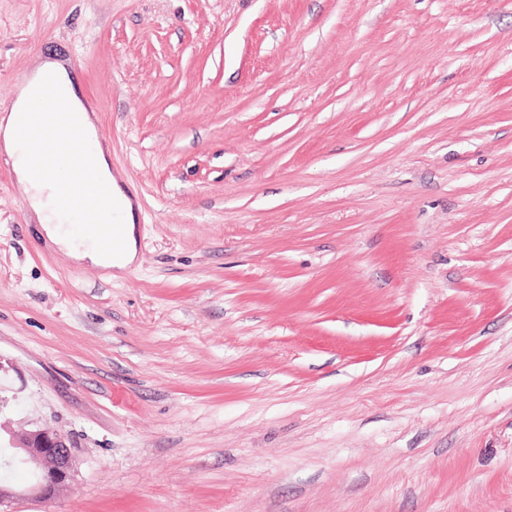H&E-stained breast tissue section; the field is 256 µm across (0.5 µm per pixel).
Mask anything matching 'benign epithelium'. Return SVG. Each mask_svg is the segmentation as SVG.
<instances>
[{"instance_id":"1","label":"benign epithelium","mask_w":512,"mask_h":512,"mask_svg":"<svg viewBox=\"0 0 512 512\" xmlns=\"http://www.w3.org/2000/svg\"><path fill=\"white\" fill-rule=\"evenodd\" d=\"M14 458L28 466L36 481L22 492L9 482H0V512H10L11 505L25 495L50 500L73 479L74 446L71 440L46 429L23 431L9 435Z\"/></svg>"}]
</instances>
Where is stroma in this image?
Returning a JSON list of instances; mask_svg holds the SVG:
<instances>
[{"label":"stroma","instance_id":"stroma-1","mask_svg":"<svg viewBox=\"0 0 512 512\" xmlns=\"http://www.w3.org/2000/svg\"><path fill=\"white\" fill-rule=\"evenodd\" d=\"M138 204L118 277L0 168L14 512H512V0H0ZM8 445L6 448L15 449V460L27 465L36 481L26 493L12 483L0 482L2 512H10L11 505L26 494L43 500L53 499L72 481L74 446L64 434L46 429L11 433Z\"/></svg>","mask_w":512,"mask_h":512}]
</instances>
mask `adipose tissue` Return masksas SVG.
<instances>
[{"mask_svg":"<svg viewBox=\"0 0 512 512\" xmlns=\"http://www.w3.org/2000/svg\"><path fill=\"white\" fill-rule=\"evenodd\" d=\"M48 80L55 83L63 102L79 117L93 162L81 195L69 201L62 199L59 185L70 178L72 161L59 156L54 175H38L28 163L26 146L18 136L22 113L40 107V88ZM0 152L12 160L16 178L26 189L31 214L53 243L68 250L75 258L90 260L103 268L120 271L134 261L137 250L134 205L112 171L109 152L99 139L96 119L76 90L64 61L36 58L20 77L13 106L0 114ZM101 187L107 188L112 195V221L120 230V244L111 252L102 251L96 241L100 217L93 198Z\"/></svg>","mask_w":512,"mask_h":512,"instance_id":"1","label":"adipose tissue"}]
</instances>
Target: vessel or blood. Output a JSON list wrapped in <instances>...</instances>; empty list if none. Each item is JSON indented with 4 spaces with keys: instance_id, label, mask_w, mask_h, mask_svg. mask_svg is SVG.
I'll return each instance as SVG.
<instances>
[{
    "instance_id": "vessel-or-blood-1",
    "label": "vessel or blood",
    "mask_w": 512,
    "mask_h": 512,
    "mask_svg": "<svg viewBox=\"0 0 512 512\" xmlns=\"http://www.w3.org/2000/svg\"><path fill=\"white\" fill-rule=\"evenodd\" d=\"M42 94L44 104L23 129V137L40 145L44 162L63 153L75 156L79 165H86L89 155L81 128L52 86H45Z\"/></svg>"
}]
</instances>
